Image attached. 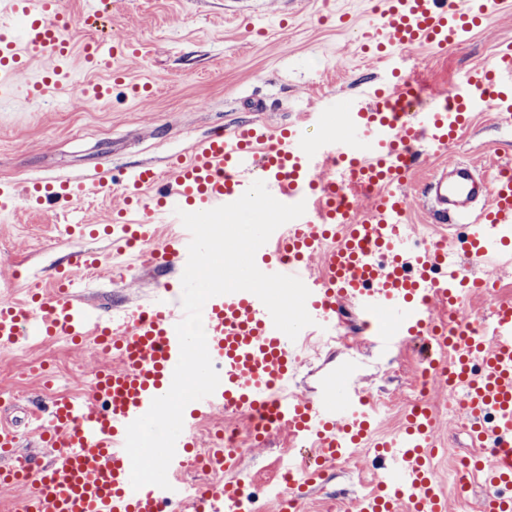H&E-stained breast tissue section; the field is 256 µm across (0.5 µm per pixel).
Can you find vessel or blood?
<instances>
[{
    "label": "vessel or blood",
    "mask_w": 512,
    "mask_h": 512,
    "mask_svg": "<svg viewBox=\"0 0 512 512\" xmlns=\"http://www.w3.org/2000/svg\"><path fill=\"white\" fill-rule=\"evenodd\" d=\"M490 6V0H378L373 38L380 58L389 61L396 51L413 47L440 51L462 44L485 25ZM0 13L26 20L20 36L0 26V98L11 97L19 106L48 87L69 97L103 98L112 81L123 77L118 60L135 52L121 37L88 42L86 68L111 70L112 80L78 82L68 70L72 47L66 37L75 19L58 0H0ZM28 49L49 54L53 65L22 88L18 78L28 68ZM483 110L494 112L499 126L512 128L511 45L490 64L469 69L449 94L429 93L423 81L407 74L390 93L366 88L348 114L345 132L309 140L296 129L279 133L265 125H239L195 141L187 157L165 169L142 168L127 181L135 190L154 191L164 214L173 198L197 212L232 203L257 180L281 203H305L304 215L280 228L294 262L266 260L261 271L302 280L310 291L306 309L319 330L329 331L340 307L347 306L369 320H393L392 328L375 336L385 351L423 336L430 347L455 348L456 387L476 449L462 468L460 489L481 486V512H512V301H499L476 319L462 313L459 295L480 270L512 260V166L498 165L486 177L473 164L457 161L435 172L423 193L433 223L461 217L466 225L458 237L445 235L413 252V262L405 260L408 243L386 231L404 215L415 147L447 149ZM104 185L101 179L0 183V211L22 200L40 206L71 201ZM190 241V233L178 234L152 256L186 265ZM316 254L323 263L319 274L307 269ZM98 266L96 258L78 256L52 291L34 293L26 302H0L1 347L52 336L75 342L99 336L112 343L117 361L94 373L88 393L54 392L37 404L47 457L19 454L15 432L0 423V488L25 489L16 512H172L181 497L177 488H133L125 440L128 425L171 387L183 308L157 302L106 316L75 303L73 291L85 271ZM202 317L220 383L212 395L185 407L171 470L194 447L197 421L233 405L261 412L273 433L287 432L292 442L313 440L314 467H300L293 455L286 461L299 489L313 487L316 466L345 454L366 432L362 387L340 386L331 378L321 397L292 392L299 347L275 328L251 292L210 298ZM436 432L428 405L411 410L396 433L378 436L373 490L356 499L354 512H449L448 495L431 468ZM243 493L239 483L228 481L200 488L198 497L209 512H224Z\"/></svg>",
    "instance_id": "vessel-or-blood-1"
}]
</instances>
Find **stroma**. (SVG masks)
Masks as SVG:
<instances>
[{"label": "stroma", "instance_id": "1", "mask_svg": "<svg viewBox=\"0 0 512 512\" xmlns=\"http://www.w3.org/2000/svg\"><path fill=\"white\" fill-rule=\"evenodd\" d=\"M377 24L370 0H112L107 29L139 49L125 62L129 78L153 82L155 93L141 101L119 86L111 100L92 102L50 89L22 111L0 102V180H75L99 168L116 178L72 206L42 210L21 202L0 218V299H25L30 290L47 287L72 255L95 252L125 276L116 279L111 270H100L79 297L106 315L149 306L152 286L178 276L176 269L148 262L176 230L166 215L141 212L146 240L117 258L110 236H63L58 225L110 223L127 173L148 164L163 166L186 154L196 138L215 131L254 120L274 128L299 127L309 138H319L321 128L303 123V113L344 106L359 88L383 79L379 64L360 48L363 33ZM509 43L512 8L504 7L465 44L440 53L408 50L403 66L431 91H449L466 70L490 63ZM459 160L477 161L483 174L512 163V132L500 128L493 113L480 112L447 150H421L406 187L410 199L403 218L414 238L437 232L416 200L426 178ZM33 360L47 364L55 389L83 393L102 358L62 339L33 341L24 356L0 351V421L16 429L25 449L38 443L26 421L33 403L44 397L42 381L27 374ZM346 362L344 351L322 348L320 357L300 370L298 381L319 395L324 378ZM370 473L366 458L351 470H329L307 492L301 512H347L348 497L362 492L359 477Z\"/></svg>", "mask_w": 512, "mask_h": 512}]
</instances>
